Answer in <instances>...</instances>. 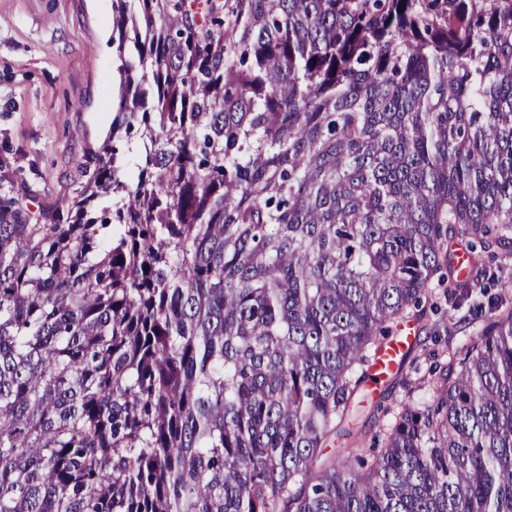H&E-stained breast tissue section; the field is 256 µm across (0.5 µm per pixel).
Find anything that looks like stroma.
I'll return each instance as SVG.
<instances>
[{"label": "stroma", "mask_w": 512, "mask_h": 512, "mask_svg": "<svg viewBox=\"0 0 512 512\" xmlns=\"http://www.w3.org/2000/svg\"><path fill=\"white\" fill-rule=\"evenodd\" d=\"M120 62L112 48V0H0V158L33 211H51L74 188L77 159L98 146L112 122ZM489 293L512 306V248L483 257ZM440 306L462 332L435 340L436 317H408L415 353L443 362L490 307L470 308L437 287Z\"/></svg>", "instance_id": "obj_1"}]
</instances>
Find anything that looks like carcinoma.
Instances as JSON below:
<instances>
[{
	"label": "carcinoma",
	"instance_id": "carcinoma-1",
	"mask_svg": "<svg viewBox=\"0 0 512 512\" xmlns=\"http://www.w3.org/2000/svg\"><path fill=\"white\" fill-rule=\"evenodd\" d=\"M112 45L75 195L0 191V512H512V308L352 414L512 243V0H112ZM445 286L446 281L442 286H438L437 283L434 282L431 288H434L433 291L441 297L438 301L441 302L440 306L442 311L448 318H452L447 321L448 331H453L456 326L455 323L460 319L463 326L460 330L462 332H452L453 336L446 335L443 332L442 335L444 337H441V340L439 338L438 342H435L434 335L431 333V326L438 320L439 315H434L427 309L424 313H417L414 316L402 319L392 339L398 335L400 327L411 324L417 331L416 340L413 343L415 332L414 329L408 325L407 331L403 336H397L396 340H392L381 347L376 353L370 367V372L373 377L382 379L393 372L397 368L405 349L413 344V354L404 361L401 375L403 377L406 376L407 380L411 381L413 386H422L419 387L422 388V390L417 391L416 394H423L427 390V387L424 386H427V369L430 364L434 361L446 362L449 355L448 353L463 341L464 336H466L470 330L482 325L487 320L492 311L486 303L485 307L476 309L470 308L469 302H462V304L459 305L458 295L460 291H455L454 288H452L451 291L448 292V297L447 295L444 297V293H446ZM421 353H431V358L424 361L425 355H423L420 360L422 366L418 370L412 366L411 360L416 354ZM423 381H425V383ZM365 393L369 394H367V396L364 397L363 393H361L358 395L357 400L359 401L365 399V402L361 403V405L364 406L363 408L366 410L363 420L365 421L366 431L373 432L378 428V425H381L382 423L388 421L390 415L383 416L384 414L379 412L375 413V416H373V405L379 399V389L376 390L374 393L370 391Z\"/></svg>",
	"mask_w": 512,
	"mask_h": 512
}]
</instances>
